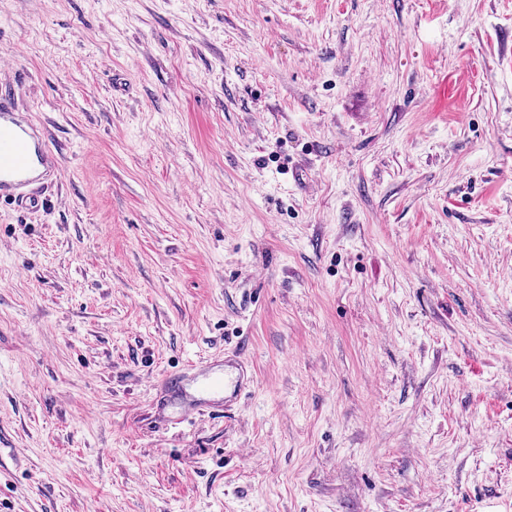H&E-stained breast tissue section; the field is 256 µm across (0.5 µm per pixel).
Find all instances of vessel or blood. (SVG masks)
Here are the masks:
<instances>
[{
	"instance_id": "1",
	"label": "vessel or blood",
	"mask_w": 512,
	"mask_h": 512,
	"mask_svg": "<svg viewBox=\"0 0 512 512\" xmlns=\"http://www.w3.org/2000/svg\"><path fill=\"white\" fill-rule=\"evenodd\" d=\"M60 174L59 154L50 148L44 129L19 109L13 95L0 91V203L43 209L47 199L30 188ZM223 362V356L215 355L201 363L198 375L185 368L166 374L165 395L156 402L157 421L184 422L202 408L238 402L249 379L238 371H224Z\"/></svg>"
}]
</instances>
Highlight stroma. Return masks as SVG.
Returning a JSON list of instances; mask_svg holds the SVG:
<instances>
[{
    "mask_svg": "<svg viewBox=\"0 0 512 512\" xmlns=\"http://www.w3.org/2000/svg\"><path fill=\"white\" fill-rule=\"evenodd\" d=\"M0 69V512H512V0H0ZM0 84V204L44 209L49 199L28 188L60 176L59 154L49 147L44 129L19 109L10 92H3L1 80ZM227 363L222 355H214L201 363L196 377H191L185 368L166 374L163 378L166 396L156 402V420L185 422L204 407L237 403L251 380ZM227 368L233 373L227 372Z\"/></svg>",
    "mask_w": 512,
    "mask_h": 512,
    "instance_id": "stroma-1",
    "label": "stroma"
}]
</instances>
